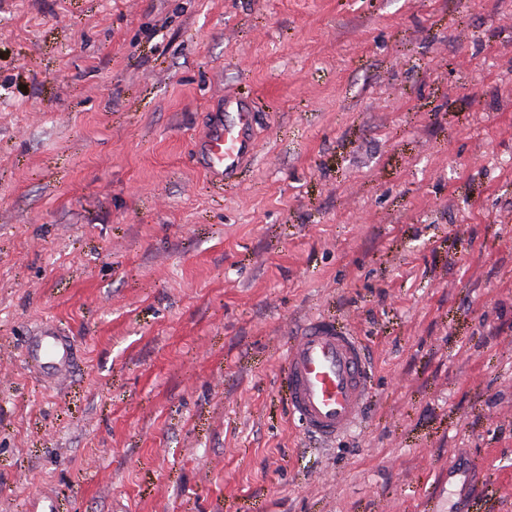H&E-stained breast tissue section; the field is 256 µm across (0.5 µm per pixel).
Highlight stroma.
Instances as JSON below:
<instances>
[{
  "label": "stroma",
  "instance_id": "obj_1",
  "mask_svg": "<svg viewBox=\"0 0 512 512\" xmlns=\"http://www.w3.org/2000/svg\"><path fill=\"white\" fill-rule=\"evenodd\" d=\"M228 92L258 151L219 192ZM317 316L372 368L333 443L282 385ZM44 490L512 512V0H0V512ZM27 358L44 377L58 382L68 377L76 360V351L67 336L46 329L38 336H32Z\"/></svg>",
  "mask_w": 512,
  "mask_h": 512
}]
</instances>
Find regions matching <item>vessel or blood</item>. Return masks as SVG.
Masks as SVG:
<instances>
[{
  "instance_id": "obj_1",
  "label": "vessel or blood",
  "mask_w": 512,
  "mask_h": 512,
  "mask_svg": "<svg viewBox=\"0 0 512 512\" xmlns=\"http://www.w3.org/2000/svg\"><path fill=\"white\" fill-rule=\"evenodd\" d=\"M252 114L237 94L224 96V110L196 146L202 167L213 185L232 183L255 154ZM29 363L54 381L65 380L76 360L68 337L47 329L32 337ZM288 405L304 430L333 442L358 422L370 393L366 353L359 337L334 321L310 322L288 341L285 357Z\"/></svg>"
}]
</instances>
